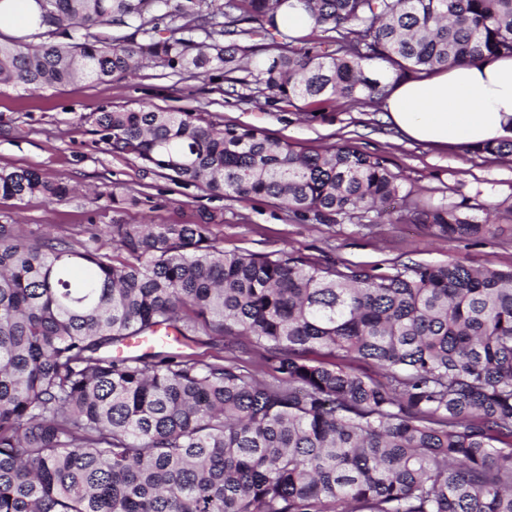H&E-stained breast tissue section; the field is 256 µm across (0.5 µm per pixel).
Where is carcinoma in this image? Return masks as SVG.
<instances>
[{"label":"carcinoma","instance_id":"carcinoma-1","mask_svg":"<svg viewBox=\"0 0 512 512\" xmlns=\"http://www.w3.org/2000/svg\"><path fill=\"white\" fill-rule=\"evenodd\" d=\"M35 3L36 31L0 35V83L26 90L220 70L287 105L370 103L512 55V0ZM284 7L309 33L279 25ZM81 119L146 170L296 218L411 195L384 158L347 145L307 154L194 110ZM475 151L506 158L512 139ZM71 192L0 169V197ZM405 219L448 239L500 230L442 200ZM165 326L244 338L258 361L112 354ZM0 512H512V269L227 253L208 222L109 224L86 240L0 224Z\"/></svg>","mask_w":512,"mask_h":512}]
</instances>
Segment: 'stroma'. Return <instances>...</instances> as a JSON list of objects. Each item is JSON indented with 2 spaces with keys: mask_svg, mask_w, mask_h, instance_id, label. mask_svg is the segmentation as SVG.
I'll return each mask as SVG.
<instances>
[{
  "mask_svg": "<svg viewBox=\"0 0 512 512\" xmlns=\"http://www.w3.org/2000/svg\"><path fill=\"white\" fill-rule=\"evenodd\" d=\"M143 105L178 112L200 109L214 122L258 128L296 150L321 153L334 145L386 159L402 175L410 199H448L460 210L491 206V237L449 240L398 214L301 221L264 197L227 198L175 184L142 169L130 155H115L91 132L84 114ZM30 168L79 186L78 195L51 202L0 198V224H27L71 239L105 224H196L214 218L213 233L227 252L276 254L284 250L318 264L346 262L388 270L403 262L443 263L457 258L474 267L512 268V160L462 145L435 150L401 137L380 103L338 99L287 106L214 73L206 81L146 68L125 81L79 79L57 88L26 91L0 84V168ZM112 191L117 203L104 198Z\"/></svg>",
  "mask_w": 512,
  "mask_h": 512,
  "instance_id": "35a3bbf8",
  "label": "stroma"
}]
</instances>
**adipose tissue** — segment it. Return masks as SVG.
Returning <instances> with one entry per match:
<instances>
[{"mask_svg":"<svg viewBox=\"0 0 512 512\" xmlns=\"http://www.w3.org/2000/svg\"><path fill=\"white\" fill-rule=\"evenodd\" d=\"M383 109L402 137L430 146L512 139V56L401 82L384 98Z\"/></svg>","mask_w":512,"mask_h":512,"instance_id":"ef3b65f1","label":"adipose tissue"}]
</instances>
